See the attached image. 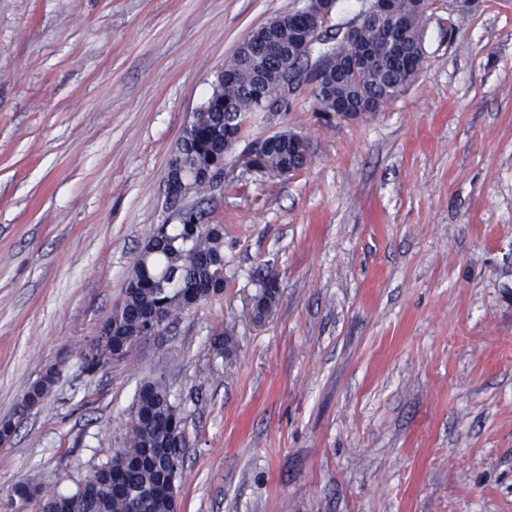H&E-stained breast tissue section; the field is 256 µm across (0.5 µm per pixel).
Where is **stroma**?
<instances>
[{
  "instance_id": "stroma-1",
  "label": "stroma",
  "mask_w": 512,
  "mask_h": 512,
  "mask_svg": "<svg viewBox=\"0 0 512 512\" xmlns=\"http://www.w3.org/2000/svg\"><path fill=\"white\" fill-rule=\"evenodd\" d=\"M299 0H0V445L13 486L75 490L129 447L140 385L185 418L179 512H512V0H432L425 63L382 111L252 114L208 220L224 293L130 357L80 359L160 224L190 112ZM287 130L300 171L239 161ZM278 293L260 321L259 278ZM59 375V370L53 372L48 369L46 374L30 387L19 410L21 416L24 415L27 409L37 405L44 398L48 388L56 383Z\"/></svg>"
}]
</instances>
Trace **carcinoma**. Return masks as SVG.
Returning <instances> with one entry per match:
<instances>
[{
	"instance_id": "1",
	"label": "carcinoma",
	"mask_w": 512,
	"mask_h": 512,
	"mask_svg": "<svg viewBox=\"0 0 512 512\" xmlns=\"http://www.w3.org/2000/svg\"><path fill=\"white\" fill-rule=\"evenodd\" d=\"M429 0H400L398 15L386 22L402 31L409 46L408 61H399L389 42L380 37L376 26L365 29L373 53L359 69H342V92L354 104L368 106L401 91L407 68L424 63L420 22L428 14ZM302 39L301 31L281 27L278 18L265 23L248 49L236 52L225 66L228 79L217 93H211L195 113L192 126L170 159L174 177L194 175L193 195L212 193L207 174L215 170L230 147V135L243 132L248 115L260 111L251 57L259 44L278 42L292 45ZM316 111L332 118L336 101L312 90ZM294 149L299 166L308 158L301 147L289 146L282 136L265 153V164L288 169V149ZM179 223L162 224L136 257L124 296L112 316L102 326L93 349L81 353L84 370L92 373L112 361V355L129 357L134 342L146 334L148 324L158 314L167 322L198 303L224 293V230L205 222L206 212L184 205L175 196ZM277 293L272 277L262 279L254 297L256 317L270 312ZM58 371H47L26 394L19 413L37 405L48 388L56 383ZM181 408L171 400L166 383L160 378L144 382L137 394L130 417L132 446L118 451L101 464L74 492L37 486L36 512H173L176 481L182 469V448L186 447Z\"/></svg>"
}]
</instances>
